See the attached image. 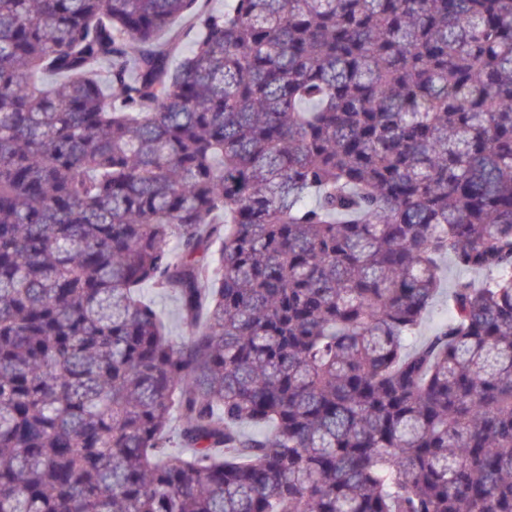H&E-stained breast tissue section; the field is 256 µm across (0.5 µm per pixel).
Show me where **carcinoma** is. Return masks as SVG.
Instances as JSON below:
<instances>
[{"instance_id": "1", "label": "carcinoma", "mask_w": 512, "mask_h": 512, "mask_svg": "<svg viewBox=\"0 0 512 512\" xmlns=\"http://www.w3.org/2000/svg\"><path fill=\"white\" fill-rule=\"evenodd\" d=\"M196 2L0 0V512H512V0ZM443 270L442 289L431 304L424 320L422 321L416 337V342H422L432 336L441 321L448 313V288L458 279H468L476 286H481L486 281V276L473 275L454 267L448 258L441 262ZM142 296L146 300L155 303V307L164 318L169 336L175 342H181L188 336V330L180 313L177 297L173 293L148 287L143 289Z\"/></svg>"}]
</instances>
